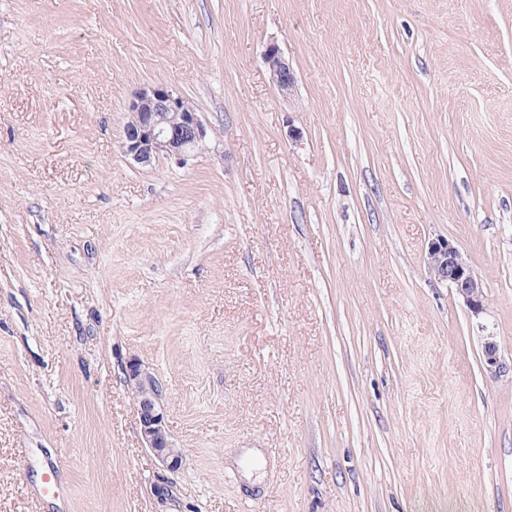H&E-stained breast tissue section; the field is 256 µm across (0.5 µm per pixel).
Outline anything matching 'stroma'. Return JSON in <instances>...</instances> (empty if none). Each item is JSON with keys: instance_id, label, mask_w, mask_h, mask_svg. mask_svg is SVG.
<instances>
[{"instance_id": "1", "label": "stroma", "mask_w": 512, "mask_h": 512, "mask_svg": "<svg viewBox=\"0 0 512 512\" xmlns=\"http://www.w3.org/2000/svg\"><path fill=\"white\" fill-rule=\"evenodd\" d=\"M160 83L184 166L122 149ZM0 512H512V0H0ZM261 56L272 83L282 93H289L294 87L295 75L279 45L274 41L268 42L263 47ZM123 150L143 167L160 158L186 164L203 149L206 129L195 108L168 86L137 91L128 106ZM424 263L430 275L448 284L467 305L474 317H479L485 307V286L473 272L471 265L459 249L449 240H431L424 253ZM125 382L137 406L140 431L146 448L167 468H179L183 461V450L177 448L171 440L159 402L161 394L158 381L138 360L133 359L125 369Z\"/></svg>"}]
</instances>
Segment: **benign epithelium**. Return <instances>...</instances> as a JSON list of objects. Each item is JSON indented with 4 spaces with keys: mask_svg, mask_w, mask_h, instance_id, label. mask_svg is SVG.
<instances>
[{
    "mask_svg": "<svg viewBox=\"0 0 512 512\" xmlns=\"http://www.w3.org/2000/svg\"><path fill=\"white\" fill-rule=\"evenodd\" d=\"M272 83L289 93L295 75L279 45L271 41L261 52ZM130 119L124 127L123 150L133 162L146 167L163 158L185 164L203 149L206 129L195 108L168 86L157 84L137 91L128 106ZM424 263L430 275L448 284L467 305L474 317L485 307L484 284L473 272L459 249L449 240L437 238L428 243ZM483 360L488 368L500 367L499 345L494 337L484 339ZM125 382L137 406L142 438L154 456L167 468L181 466L183 450L171 440L161 408L156 378L136 360L125 369Z\"/></svg>",
    "mask_w": 512,
    "mask_h": 512,
    "instance_id": "1",
    "label": "benign epithelium"
}]
</instances>
